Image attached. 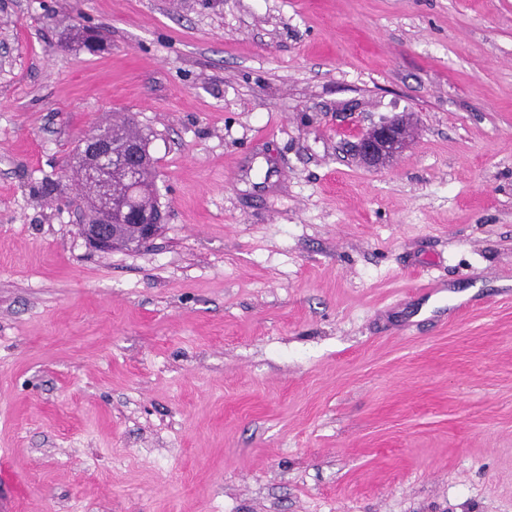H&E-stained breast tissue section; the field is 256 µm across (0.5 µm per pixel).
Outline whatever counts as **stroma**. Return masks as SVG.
<instances>
[{
	"label": "stroma",
	"mask_w": 512,
	"mask_h": 512,
	"mask_svg": "<svg viewBox=\"0 0 512 512\" xmlns=\"http://www.w3.org/2000/svg\"><path fill=\"white\" fill-rule=\"evenodd\" d=\"M3 57L0 506L512 512V0H0ZM123 116L166 218L98 253ZM412 137L405 118L373 125L358 137L356 151L361 160L372 168L387 165L390 159L407 147Z\"/></svg>",
	"instance_id": "stroma-1"
}]
</instances>
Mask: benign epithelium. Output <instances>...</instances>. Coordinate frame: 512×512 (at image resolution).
Wrapping results in <instances>:
<instances>
[{"label":"benign epithelium","mask_w":512,"mask_h":512,"mask_svg":"<svg viewBox=\"0 0 512 512\" xmlns=\"http://www.w3.org/2000/svg\"><path fill=\"white\" fill-rule=\"evenodd\" d=\"M411 137L412 130L408 121L396 118L362 132L358 137L356 151L366 165L381 168L407 147ZM84 150L94 158V164L83 180L97 185L99 206L96 216L80 225V232L88 244L102 252L122 247V241L113 229L117 218L123 224L135 225L140 243L152 240L157 228L163 224L162 212L158 209L151 212L137 210L127 200L117 204L112 198V169L120 168L127 183L137 184L145 160L143 147L137 142L118 147L112 144L110 137L90 135L84 141Z\"/></svg>","instance_id":"benign-epithelium-1"}]
</instances>
